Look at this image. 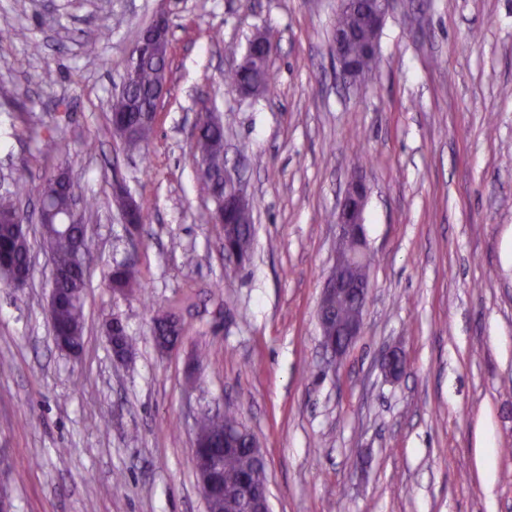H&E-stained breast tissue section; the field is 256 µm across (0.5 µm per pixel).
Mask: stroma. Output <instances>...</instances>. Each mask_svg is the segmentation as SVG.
Wrapping results in <instances>:
<instances>
[{
	"mask_svg": "<svg viewBox=\"0 0 512 512\" xmlns=\"http://www.w3.org/2000/svg\"><path fill=\"white\" fill-rule=\"evenodd\" d=\"M338 0H0V193L19 166L30 206L66 167L99 203L84 346L57 348L50 264L0 288V489L12 512H207L193 463L201 414L235 411L267 462L271 512H512V0H392L372 73L345 79ZM169 16L170 93L156 133L127 152L109 104L127 55ZM259 32L277 50L261 95L224 74ZM97 37L96 55L84 44ZM253 213L242 264L202 214L193 163L203 104ZM62 138L67 155L46 149ZM374 263L364 333L325 365L316 308L336 259L354 172ZM148 211L131 247L115 184ZM134 259L141 286L113 293ZM184 317L180 347L152 338L158 308ZM134 352L116 362L106 325ZM401 348L407 367L384 376ZM381 367L386 378L397 380L406 369L405 355L398 348H390L382 356Z\"/></svg>",
	"mask_w": 512,
	"mask_h": 512,
	"instance_id": "35a3bbf8",
	"label": "stroma"
}]
</instances>
